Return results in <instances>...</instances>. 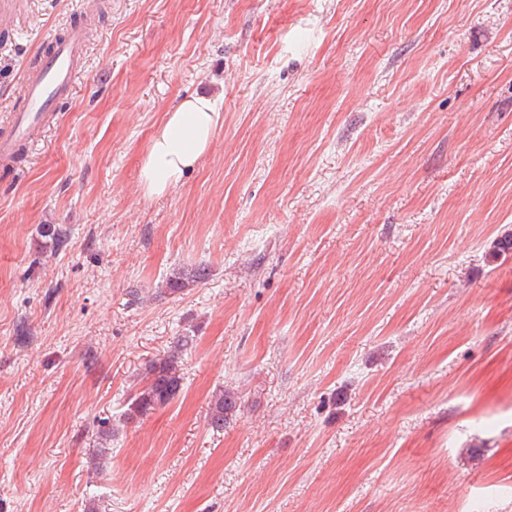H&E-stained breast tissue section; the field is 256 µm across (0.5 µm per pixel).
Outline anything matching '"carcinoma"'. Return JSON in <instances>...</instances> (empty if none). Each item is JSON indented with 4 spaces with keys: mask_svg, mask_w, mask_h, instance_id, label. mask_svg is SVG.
I'll return each mask as SVG.
<instances>
[{
    "mask_svg": "<svg viewBox=\"0 0 512 512\" xmlns=\"http://www.w3.org/2000/svg\"><path fill=\"white\" fill-rule=\"evenodd\" d=\"M40 236L49 240L51 246L61 250L67 245V237L54 224H43L39 229ZM206 268L197 267L191 270L174 268L166 276L164 293L179 295L188 288L206 279ZM193 337L181 336L172 346L167 355L152 361L146 372L144 384L136 390L131 398L127 418L143 415L157 406L174 400L183 389V373L180 365V353L192 342ZM239 396L230 390H221L211 400L209 426L217 431L224 429L228 415L235 411Z\"/></svg>",
    "mask_w": 512,
    "mask_h": 512,
    "instance_id": "obj_1",
    "label": "carcinoma"
}]
</instances>
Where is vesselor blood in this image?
Wrapping results in <instances>:
<instances>
[{"label":"vessel or blood","mask_w":512,"mask_h":512,"mask_svg":"<svg viewBox=\"0 0 512 512\" xmlns=\"http://www.w3.org/2000/svg\"><path fill=\"white\" fill-rule=\"evenodd\" d=\"M83 53V33L75 26L67 37L53 42L35 67L28 69L24 104L15 112L10 131L0 135L1 164H9L16 143L33 139L46 115L71 96Z\"/></svg>","instance_id":"1"}]
</instances>
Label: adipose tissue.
Returning a JSON list of instances; mask_svg holds the SVG:
<instances>
[{"label":"adipose tissue","mask_w":512,"mask_h":512,"mask_svg":"<svg viewBox=\"0 0 512 512\" xmlns=\"http://www.w3.org/2000/svg\"><path fill=\"white\" fill-rule=\"evenodd\" d=\"M222 121L216 98L206 92L191 94L167 112L140 166L146 194L161 197L179 185L208 152Z\"/></svg>","instance_id":"1"}]
</instances>
